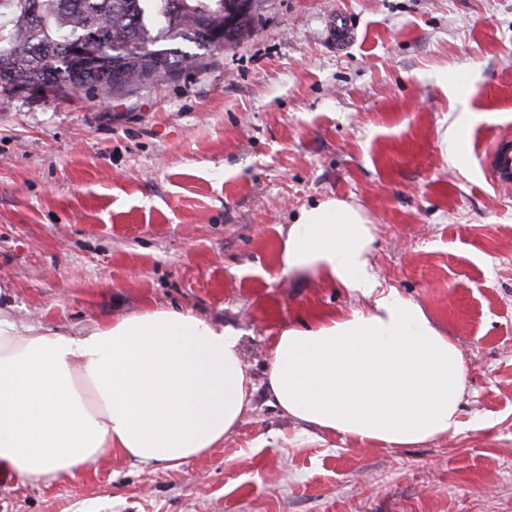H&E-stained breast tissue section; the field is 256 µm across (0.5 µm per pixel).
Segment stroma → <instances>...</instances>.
I'll return each instance as SVG.
<instances>
[{
	"mask_svg": "<svg viewBox=\"0 0 512 512\" xmlns=\"http://www.w3.org/2000/svg\"><path fill=\"white\" fill-rule=\"evenodd\" d=\"M508 133L512 0H262L243 41L177 80L110 100L0 92V313L55 329L189 309L242 331L257 386L186 464L6 472L0 512H512V188L481 164ZM327 196L367 210L370 272L461 351L457 433L388 448L273 406L277 327L365 304L277 267L281 230Z\"/></svg>",
	"mask_w": 512,
	"mask_h": 512,
	"instance_id": "35a3bbf8",
	"label": "stroma"
}]
</instances>
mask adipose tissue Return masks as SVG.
Returning a JSON list of instances; mask_svg holds the SVG:
<instances>
[{
	"label": "adipose tissue",
	"instance_id": "obj_1",
	"mask_svg": "<svg viewBox=\"0 0 512 512\" xmlns=\"http://www.w3.org/2000/svg\"><path fill=\"white\" fill-rule=\"evenodd\" d=\"M375 241L355 202L324 197L300 209L278 248L282 274L341 285L370 304L281 326L267 388L288 417L402 448L459 430L467 368L418 303L378 290L368 268ZM241 339L183 309L71 331L0 315V464L43 484L115 452L165 468L201 456L252 401Z\"/></svg>",
	"mask_w": 512,
	"mask_h": 512
}]
</instances>
